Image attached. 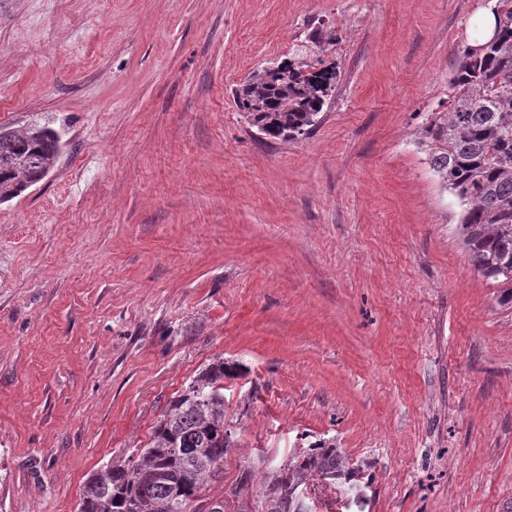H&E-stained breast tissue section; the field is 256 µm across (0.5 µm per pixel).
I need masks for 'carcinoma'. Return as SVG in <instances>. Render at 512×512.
Here are the masks:
<instances>
[{"label": "carcinoma", "mask_w": 512, "mask_h": 512, "mask_svg": "<svg viewBox=\"0 0 512 512\" xmlns=\"http://www.w3.org/2000/svg\"><path fill=\"white\" fill-rule=\"evenodd\" d=\"M498 18L493 40L475 38L480 53L459 50L448 109L426 114L421 143L430 169L460 201L459 234L475 271L502 287L512 304V0H478ZM338 78L336 65L302 57L253 71L233 90L237 108L262 135L293 138L312 131ZM59 137L49 127H0V203L20 196L57 165ZM237 367L217 358L173 400L139 460L112 465L84 486L79 512H310L303 489L316 480L347 485L358 471L335 445L302 452L293 464L264 474L261 494H248L257 470L246 467L225 497L206 503L201 487L224 475L235 439L225 435L224 379Z\"/></svg>", "instance_id": "cac0c4a2"}]
</instances>
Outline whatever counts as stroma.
<instances>
[{
	"label": "stroma",
	"instance_id": "35a3bbf8",
	"mask_svg": "<svg viewBox=\"0 0 512 512\" xmlns=\"http://www.w3.org/2000/svg\"><path fill=\"white\" fill-rule=\"evenodd\" d=\"M475 3L0 0V127L60 146L0 203V512H77L220 357L203 498L333 444L367 504L314 512H512V307L419 142ZM298 55L339 72L318 125L257 134L233 89Z\"/></svg>",
	"mask_w": 512,
	"mask_h": 512
}]
</instances>
